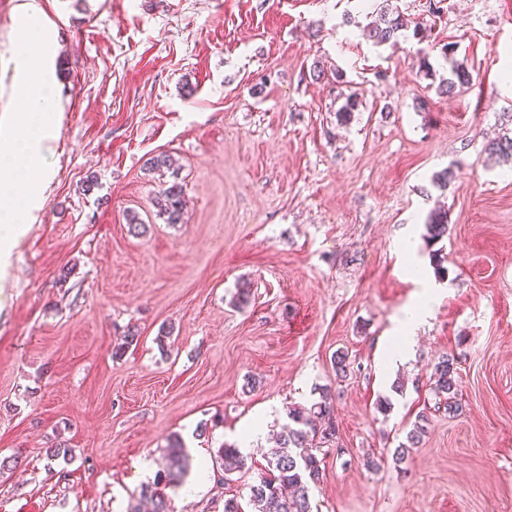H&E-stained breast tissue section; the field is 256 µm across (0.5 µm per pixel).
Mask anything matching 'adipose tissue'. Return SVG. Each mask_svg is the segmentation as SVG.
Listing matches in <instances>:
<instances>
[{"instance_id":"1","label":"adipose tissue","mask_w":512,"mask_h":512,"mask_svg":"<svg viewBox=\"0 0 512 512\" xmlns=\"http://www.w3.org/2000/svg\"><path fill=\"white\" fill-rule=\"evenodd\" d=\"M22 72L18 92L25 104L17 114L8 135H0V265L5 264L12 247L24 232L31 213L37 208L49 170V140L54 134L57 114L51 83L44 68L47 42L29 21H22L15 34ZM28 184L25 195L14 192V184ZM434 298L424 292L407 307L384 353L388 365L401 362L415 344L416 332L430 314Z\"/></svg>"}]
</instances>
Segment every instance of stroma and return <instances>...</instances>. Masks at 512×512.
Masks as SVG:
<instances>
[{"label":"stroma","instance_id":"35a3bbf8","mask_svg":"<svg viewBox=\"0 0 512 512\" xmlns=\"http://www.w3.org/2000/svg\"><path fill=\"white\" fill-rule=\"evenodd\" d=\"M22 2L0 0V130L21 108ZM34 2L60 121L42 207L0 279V512H125L171 439L209 462L257 426L230 481L214 471L171 493L174 512L248 504L289 408L324 388L338 433L319 451L313 512H512V163L484 151L512 132V0H443L436 16L397 0L432 35L382 48L363 35L364 0ZM455 61L473 82L447 96ZM162 152L184 190L179 224L153 206L163 179L145 163ZM440 205L448 235L432 246ZM427 279L413 352L385 368L380 346ZM444 354L454 417L430 380ZM422 413V443L395 465ZM61 443L71 456L49 458ZM423 235L430 244L441 241L448 233V212L444 208L432 210L424 224Z\"/></svg>","mask_w":512,"mask_h":512}]
</instances>
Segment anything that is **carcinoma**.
<instances>
[{"label":"carcinoma","mask_w":512,"mask_h":512,"mask_svg":"<svg viewBox=\"0 0 512 512\" xmlns=\"http://www.w3.org/2000/svg\"><path fill=\"white\" fill-rule=\"evenodd\" d=\"M392 0H382L378 4L377 18L367 28V37L376 46H384L407 31L418 40L428 37V30L420 22H412ZM472 75L468 69L455 64L450 69L448 79L442 81L439 91L448 96L469 87ZM489 154L512 158V137L505 133L486 145ZM175 161L171 155L161 153L153 156L148 163L152 172L170 171ZM154 206L166 216V223L180 224L183 221L182 186L174 181L160 189L154 199ZM427 242L432 244L442 240L448 233V212L439 207L432 210L424 224ZM435 396L444 402L448 415L457 416L462 411L458 400V388L454 359L443 355L434 365L431 374ZM289 424L280 435L279 448L268 462V472L259 483L250 488V503L253 512H312L309 489L323 481L325 469L323 461L313 452L310 435H320L321 443L327 444L336 438V425L332 414L330 395L325 393L321 400L309 407L293 406L288 409ZM421 415L407 432L405 442L394 450L393 460L403 463L410 450L417 447L426 433L425 421ZM165 467L157 473L151 483L141 486L136 501L129 502L127 512H141L143 503L151 506V512H173L168 490L182 485L188 464V454L183 444L174 438L170 441L164 456ZM215 466L221 470L224 480L242 469L245 459L234 444H224L217 449Z\"/></svg>","instance_id":"cac0c4a2"}]
</instances>
